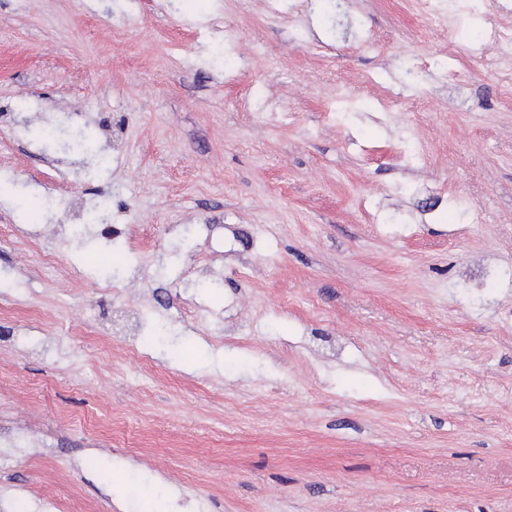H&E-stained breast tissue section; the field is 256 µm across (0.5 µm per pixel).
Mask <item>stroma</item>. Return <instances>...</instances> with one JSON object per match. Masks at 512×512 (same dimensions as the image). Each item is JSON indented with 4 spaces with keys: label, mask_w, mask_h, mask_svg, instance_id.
<instances>
[{
    "label": "stroma",
    "mask_w": 512,
    "mask_h": 512,
    "mask_svg": "<svg viewBox=\"0 0 512 512\" xmlns=\"http://www.w3.org/2000/svg\"><path fill=\"white\" fill-rule=\"evenodd\" d=\"M500 2L0 0V512H512Z\"/></svg>",
    "instance_id": "stroma-1"
}]
</instances>
